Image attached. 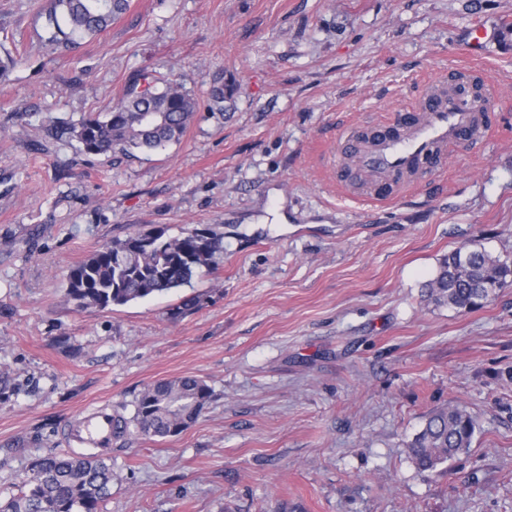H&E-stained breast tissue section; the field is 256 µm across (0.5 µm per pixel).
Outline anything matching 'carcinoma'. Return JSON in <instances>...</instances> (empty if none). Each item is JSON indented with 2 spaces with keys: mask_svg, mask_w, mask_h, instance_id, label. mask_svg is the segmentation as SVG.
<instances>
[{
  "mask_svg": "<svg viewBox=\"0 0 512 512\" xmlns=\"http://www.w3.org/2000/svg\"><path fill=\"white\" fill-rule=\"evenodd\" d=\"M128 7V0H53L47 10L48 41L58 48L76 47L85 36L104 31ZM233 84L217 82L209 99L217 110L232 100ZM195 96L177 82L159 88L138 79L131 82L112 110L85 117L61 128L75 138L83 153L125 155L155 151L179 142L197 112ZM224 253V235L186 229L177 236L157 230L114 240L74 265L67 276L66 298L77 307L107 309L189 284L198 270ZM512 283V256H492L462 245L448 253L427 284L426 297L459 309L490 303ZM212 398L202 379L184 376L160 380L140 393L129 424L145 437L182 433ZM476 425L457 402L432 412L407 443L415 466L434 475L467 451ZM31 475L19 492L0 500V512H99L112 496V465L49 451L30 465Z\"/></svg>",
  "mask_w": 512,
  "mask_h": 512,
  "instance_id": "obj_1",
  "label": "carcinoma"
}]
</instances>
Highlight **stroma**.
I'll use <instances>...</instances> for the list:
<instances>
[{"instance_id":"obj_1","label":"stroma","mask_w":512,"mask_h":512,"mask_svg":"<svg viewBox=\"0 0 512 512\" xmlns=\"http://www.w3.org/2000/svg\"><path fill=\"white\" fill-rule=\"evenodd\" d=\"M49 6L0 0V498L83 413L130 419L147 385L192 375L209 404L177 436L114 439L100 512H512V287L480 309L424 298L460 245L512 255V0H129L72 53ZM484 24L498 38L475 62ZM467 71L497 88L482 145L391 202L348 188L347 130ZM143 74L197 98L180 142L87 155L57 134ZM187 228L224 236L190 286L67 302L104 244ZM451 399L476 431L434 477L406 444Z\"/></svg>"}]
</instances>
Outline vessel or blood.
<instances>
[{"label":"vessel or blood","mask_w":512,"mask_h":512,"mask_svg":"<svg viewBox=\"0 0 512 512\" xmlns=\"http://www.w3.org/2000/svg\"><path fill=\"white\" fill-rule=\"evenodd\" d=\"M483 107L437 83L426 94L420 109L400 112L394 122L360 140L357 132H347L342 152L353 153L355 164L342 170L350 185H364L368 195L382 200L394 195L408 180L426 171L446 167L452 152L476 145L491 123V86H484ZM116 419L111 410L100 408L71 425L64 436L67 446L99 449L112 444Z\"/></svg>","instance_id":"b4317fda"}]
</instances>
